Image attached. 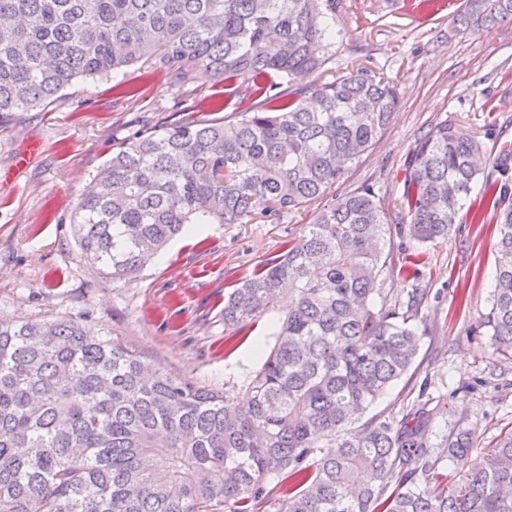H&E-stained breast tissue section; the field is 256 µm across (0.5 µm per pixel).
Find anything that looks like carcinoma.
Returning a JSON list of instances; mask_svg holds the SVG:
<instances>
[{"instance_id":"obj_1","label":"carcinoma","mask_w":512,"mask_h":512,"mask_svg":"<svg viewBox=\"0 0 512 512\" xmlns=\"http://www.w3.org/2000/svg\"><path fill=\"white\" fill-rule=\"evenodd\" d=\"M511 16L512 0H465L455 21L468 33ZM335 40L336 0H0V118L146 61L181 86L201 66L226 104L250 100L229 120L188 109L115 148L70 216L103 275L135 277L192 224L322 202L224 296L230 338L280 314L241 405L228 390L147 374L140 355L82 316L0 317V512H261L272 475L288 480L277 512H512V433L471 469L475 432L452 431L435 452L424 407L398 427L373 417L353 428L412 368L419 334L408 313L377 304L392 226L376 193L328 198L398 100L393 82L363 69L324 77ZM481 150L439 126L410 153L400 209L409 236L433 242L481 185L498 230L481 326L512 360V154L484 172ZM446 457L455 484L416 479Z\"/></svg>"}]
</instances>
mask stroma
Masks as SVG:
<instances>
[{
    "label": "stroma",
    "instance_id": "35a3bbf8",
    "mask_svg": "<svg viewBox=\"0 0 512 512\" xmlns=\"http://www.w3.org/2000/svg\"><path fill=\"white\" fill-rule=\"evenodd\" d=\"M461 2L336 0L333 73L367 68L394 80L399 100L387 132L347 165L334 194L370 185L385 208L394 209L410 152L444 124L475 135L490 162L512 146V19L462 33L454 22ZM223 96V86L204 70L178 87L167 71L145 62L115 79L76 81L47 110L0 118V316L83 315L150 368L207 388L243 387L274 344L276 316L264 315L227 340L224 296L298 236L312 210L197 225L126 281L91 268L69 224L90 176L116 144L178 122L177 101L193 106ZM478 200L474 192L464 201L447 238L418 246L407 235L393 236L391 260L401 262L405 250L416 248L424 262L414 277L384 270L382 295L402 309L412 289H421L415 323L428 333L408 374L367 411L398 422L421 406L435 410L424 431L434 449L453 429L474 428L473 465L512 430V361L495 352L478 326L491 308L496 268L493 224L470 220Z\"/></svg>",
    "mask_w": 512,
    "mask_h": 512
}]
</instances>
